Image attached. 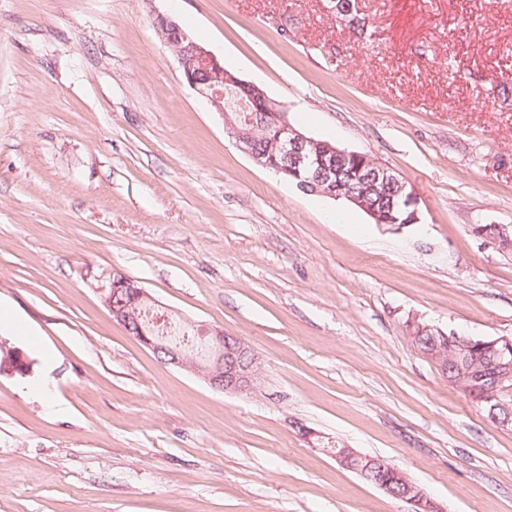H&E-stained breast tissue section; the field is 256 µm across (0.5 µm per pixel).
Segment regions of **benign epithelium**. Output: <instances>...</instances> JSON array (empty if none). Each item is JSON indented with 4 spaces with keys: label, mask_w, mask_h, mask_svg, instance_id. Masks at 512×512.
Wrapping results in <instances>:
<instances>
[{
    "label": "benign epithelium",
    "mask_w": 512,
    "mask_h": 512,
    "mask_svg": "<svg viewBox=\"0 0 512 512\" xmlns=\"http://www.w3.org/2000/svg\"><path fill=\"white\" fill-rule=\"evenodd\" d=\"M155 27L161 40L174 50L185 84L204 97L214 111L223 115L226 132L257 164L286 175L289 182L306 194L358 204L377 224L403 227L420 223L416 193L393 169L367 153L342 149L328 142L320 144L319 154L311 158L306 152V145L315 143V139L291 126L280 105L257 84L226 71L224 61L196 42L175 20L159 16ZM204 72L209 75L206 81L200 79ZM226 88L245 94L252 104V115L244 119L226 112ZM259 129L274 142L283 164L257 151L255 140ZM350 159L361 160L366 166L365 174L355 177L359 182L357 187L342 179V164ZM369 192L379 195L385 207L379 209L366 202ZM475 232L512 247V235H507L500 227L479 226ZM108 287L112 288V293L104 302L114 321L144 346L165 354L171 364L191 368L215 390L247 392L253 388L261 364L241 338L218 329L208 330L204 335L212 346V356L205 361L196 360L177 348L164 345L139 325L123 302H115L120 291L136 287L134 280L114 271L109 274ZM410 335L413 339L429 336V347L417 348L418 353L450 383L462 387L470 398L483 405L494 425L512 431V409L498 398V390L512 387V336L470 337L461 343L457 334H447L422 322L412 324ZM334 458L342 467L367 478L372 485L404 502L408 505L407 512H439V507L426 491L395 465L385 462L383 470L386 474L368 478L364 467L366 457L356 450L346 447L334 454ZM396 481L406 486L405 492L399 493L393 488Z\"/></svg>",
    "instance_id": "obj_1"
}]
</instances>
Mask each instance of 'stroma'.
I'll return each mask as SVG.
<instances>
[{
	"label": "stroma",
	"mask_w": 512,
	"mask_h": 512,
	"mask_svg": "<svg viewBox=\"0 0 512 512\" xmlns=\"http://www.w3.org/2000/svg\"><path fill=\"white\" fill-rule=\"evenodd\" d=\"M0 0V512H407L297 424L383 457L444 512H512V431L411 344L512 336V0ZM307 136L372 155L420 223H373L256 164L157 16ZM121 271L258 354L227 394L117 324ZM53 387L59 413L34 390Z\"/></svg>",
	"instance_id": "obj_1"
}]
</instances>
